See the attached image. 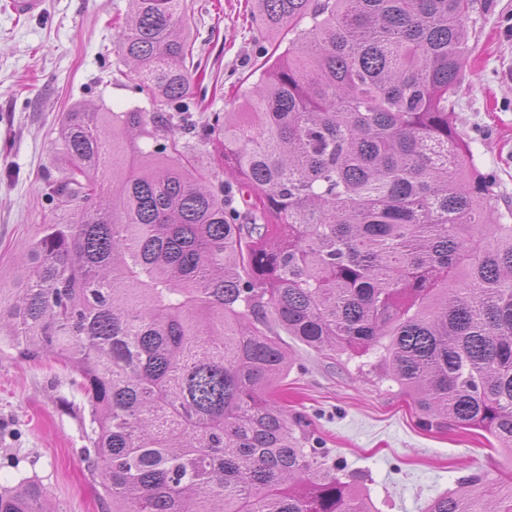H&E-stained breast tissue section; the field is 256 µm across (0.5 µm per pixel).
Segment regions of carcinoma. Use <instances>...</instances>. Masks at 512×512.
Returning a JSON list of instances; mask_svg holds the SVG:
<instances>
[{"label": "carcinoma", "instance_id": "carcinoma-1", "mask_svg": "<svg viewBox=\"0 0 512 512\" xmlns=\"http://www.w3.org/2000/svg\"><path fill=\"white\" fill-rule=\"evenodd\" d=\"M186 0H128L152 112L62 113L54 219L0 288V352L81 378L111 512H372L279 397L293 359L382 354L420 426L512 453V224L458 131L474 0H251L267 55L195 146ZM112 172L104 185L99 174ZM461 478L427 512H512ZM31 480L0 512H50Z\"/></svg>", "mask_w": 512, "mask_h": 512}]
</instances>
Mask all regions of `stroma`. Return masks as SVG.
Here are the masks:
<instances>
[{
  "instance_id": "obj_1",
  "label": "stroma",
  "mask_w": 512,
  "mask_h": 512,
  "mask_svg": "<svg viewBox=\"0 0 512 512\" xmlns=\"http://www.w3.org/2000/svg\"><path fill=\"white\" fill-rule=\"evenodd\" d=\"M202 56L209 111L238 108L245 78L267 36L247 0H187ZM127 0H45L18 18L0 0V259L54 213L46 176L64 159L55 128L78 104L115 112L150 103L113 53ZM470 53L459 89L457 125L478 169L492 177L503 212L512 211V0H474ZM294 363L283 383L291 409L309 415L345 471L361 478L375 512H425L461 477L495 490L512 478V454L481 435L419 426L410 395L384 379L379 357L334 359L289 342ZM79 376L51 357L0 353V488L20 479L45 490L53 512H106L89 454L90 413Z\"/></svg>"
}]
</instances>
